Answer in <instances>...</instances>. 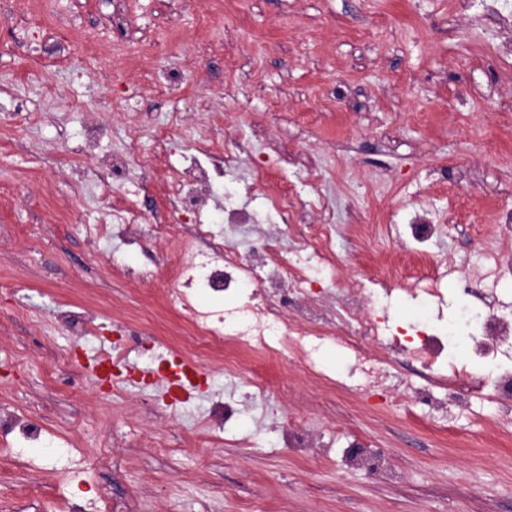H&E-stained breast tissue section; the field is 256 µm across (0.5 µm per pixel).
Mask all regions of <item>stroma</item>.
Here are the masks:
<instances>
[{
    "mask_svg": "<svg viewBox=\"0 0 512 512\" xmlns=\"http://www.w3.org/2000/svg\"><path fill=\"white\" fill-rule=\"evenodd\" d=\"M8 0L0 13V404L45 415L92 461L112 465L79 478L44 458L39 479L90 501L142 494L136 512H512V414L493 379L449 392L441 414L417 402L425 371L374 342L386 384L358 387L354 359L327 346L318 373L296 349L280 359L244 356L224 377L222 348L195 360L199 387L170 408L154 386L99 387L92 355L127 343V358L177 362L184 318L165 280H127L153 267L168 243L134 245L89 235L104 206L99 160L138 131L142 153L163 165L130 168L121 197L161 217L170 170L200 136L222 139L224 188L258 215L225 228L248 253L266 238L303 252V224L336 227L339 263L311 285L335 325L347 308L391 328L456 319L460 285L431 297L415 286L434 261L475 266L486 248L512 256L494 225L512 211V0ZM182 85L162 93L164 74ZM233 102L225 111V102ZM100 128L87 148L88 128ZM249 152H239V143ZM294 192L282 219L265 187ZM446 224L419 252L359 224L405 227L416 213ZM90 308L92 334L55 323L64 305ZM261 375L265 397L251 398ZM237 415L199 444L212 403ZM167 446L156 452V442ZM366 463L348 466L351 444Z\"/></svg>",
    "mask_w": 512,
    "mask_h": 512,
    "instance_id": "1",
    "label": "stroma"
}]
</instances>
